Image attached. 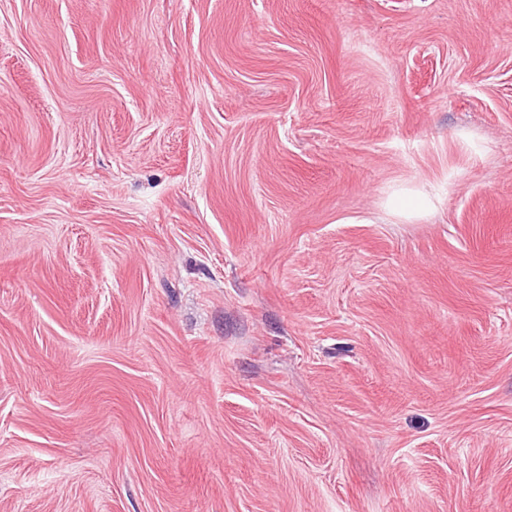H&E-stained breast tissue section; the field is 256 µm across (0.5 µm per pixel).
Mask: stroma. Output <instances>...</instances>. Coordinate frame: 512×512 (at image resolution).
Masks as SVG:
<instances>
[{
  "label": "stroma",
  "instance_id": "35a3bbf8",
  "mask_svg": "<svg viewBox=\"0 0 512 512\" xmlns=\"http://www.w3.org/2000/svg\"><path fill=\"white\" fill-rule=\"evenodd\" d=\"M0 512H512V0H0Z\"/></svg>",
  "mask_w": 512,
  "mask_h": 512
}]
</instances>
